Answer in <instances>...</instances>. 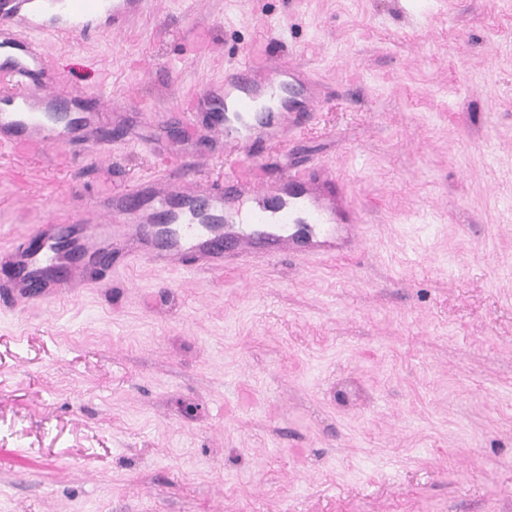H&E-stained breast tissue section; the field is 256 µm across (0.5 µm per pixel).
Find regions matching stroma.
I'll use <instances>...</instances> for the list:
<instances>
[{"label":"stroma","instance_id":"obj_1","mask_svg":"<svg viewBox=\"0 0 512 512\" xmlns=\"http://www.w3.org/2000/svg\"><path fill=\"white\" fill-rule=\"evenodd\" d=\"M38 41L87 106L142 110L105 153L0 151V249L165 154L201 157L183 187L336 181L362 234L0 301V512H512V0H157ZM260 59L320 97L281 149L178 121ZM357 224H343L336 228L331 225L325 231H313L307 238L308 244L300 247L301 255L307 259H324L333 257L336 252L341 251L347 244L358 238Z\"/></svg>","mask_w":512,"mask_h":512}]
</instances>
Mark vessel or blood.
Returning <instances> with one entry per match:
<instances>
[{"label":"vessel or blood","instance_id":"b4317fda","mask_svg":"<svg viewBox=\"0 0 512 512\" xmlns=\"http://www.w3.org/2000/svg\"><path fill=\"white\" fill-rule=\"evenodd\" d=\"M156 0H0V148L38 156L47 148L68 151L74 144L97 145L106 128L123 120L120 112H71L59 120L68 99L65 75L43 53L35 34L53 31L63 39L87 38L103 24L113 35L132 18L155 15ZM286 65H232L224 71V109L208 115L225 144L252 153L258 143L280 142L288 119ZM142 206L130 208L112 196L95 205L47 216L27 236L0 251V295L14 288L42 296L48 288L86 287L92 271L118 256L158 268H224L225 239H239L244 224L317 225L302 256L331 257L358 237L346 223L350 201L343 191L329 198L291 197L287 184L261 187L243 171L225 175L224 186L206 197L156 175L137 191Z\"/></svg>","mask_w":512,"mask_h":512}]
</instances>
